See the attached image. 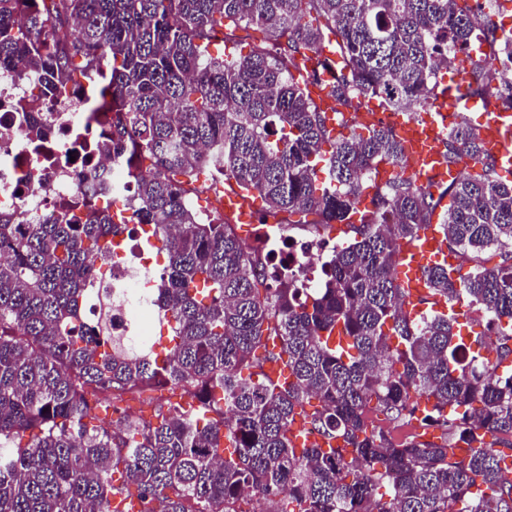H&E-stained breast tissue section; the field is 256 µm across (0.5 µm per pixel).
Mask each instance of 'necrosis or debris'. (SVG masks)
I'll use <instances>...</instances> for the list:
<instances>
[{
    "mask_svg": "<svg viewBox=\"0 0 512 512\" xmlns=\"http://www.w3.org/2000/svg\"><path fill=\"white\" fill-rule=\"evenodd\" d=\"M89 100L85 85L46 95L34 78L0 73V214L18 224L52 222L62 209L76 208L102 179L109 183L112 197L129 194L136 166L126 159L84 151L103 130L102 113L84 111ZM33 115L46 130L36 150L20 137ZM121 234L129 245L113 261L110 277L100 281L92 308L97 311L103 302H110L113 335L128 337L142 350L152 336L141 314L155 308L146 289L154 283L157 264L138 246L136 225L122 227ZM251 246L269 259L256 270L259 280L289 278L297 287L310 289L323 285L337 243L331 236L295 237L278 219L268 218Z\"/></svg>",
    "mask_w": 512,
    "mask_h": 512,
    "instance_id": "4bbe7bcc",
    "label": "necrosis or debris"
}]
</instances>
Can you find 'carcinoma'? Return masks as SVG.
I'll return each instance as SVG.
<instances>
[{
  "mask_svg": "<svg viewBox=\"0 0 512 512\" xmlns=\"http://www.w3.org/2000/svg\"><path fill=\"white\" fill-rule=\"evenodd\" d=\"M311 12L341 58L339 137L304 88L331 70L304 68L325 40L303 22ZM495 16L457 0H0V71L37 76L49 92L87 81L107 114L94 149L149 162L133 175L128 216L93 196L83 216L65 210L50 224L0 215V512H118V496L138 512H238L244 493L284 495L298 512H512V181L456 111L444 156L476 172L427 187L394 176L353 221L368 174L407 165L391 127L356 121L361 99L416 112L462 55L468 94L512 110V33ZM244 25L280 42L242 55ZM22 137L40 145V120ZM223 180L285 224L304 213L316 228L348 226L354 242L336 250L323 287L255 279L258 253L190 200L198 183ZM435 217L461 259L493 246L503 262L458 277L428 268L444 309L415 317L394 271ZM121 224L166 256L147 292L172 327L143 352L85 316L96 261L110 266L122 249ZM460 304L495 337L464 335ZM279 362L286 384L266 371ZM158 385L182 394L156 421L99 417L114 409L99 394ZM312 398L307 424L333 448L291 445ZM372 402L390 422L439 429L440 441L394 440L369 422ZM119 468L136 493L112 484Z\"/></svg>",
  "mask_w": 512,
  "mask_h": 512,
  "instance_id": "cac0c4a2",
  "label": "carcinoma"
}]
</instances>
